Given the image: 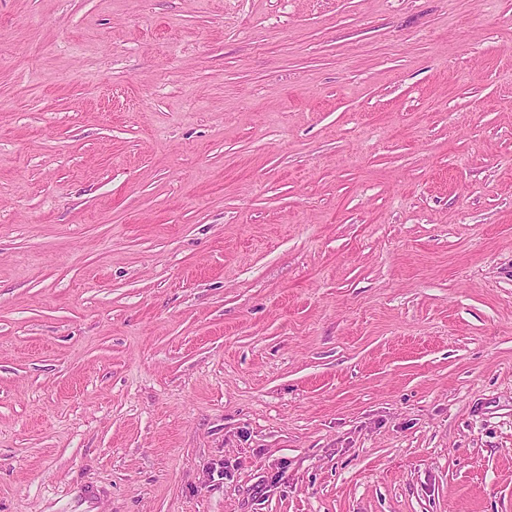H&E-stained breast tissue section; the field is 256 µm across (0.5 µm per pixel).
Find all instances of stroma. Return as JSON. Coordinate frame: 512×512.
<instances>
[{
	"instance_id": "35a3bbf8",
	"label": "stroma",
	"mask_w": 512,
	"mask_h": 512,
	"mask_svg": "<svg viewBox=\"0 0 512 512\" xmlns=\"http://www.w3.org/2000/svg\"><path fill=\"white\" fill-rule=\"evenodd\" d=\"M0 512H512V0H0Z\"/></svg>"
}]
</instances>
